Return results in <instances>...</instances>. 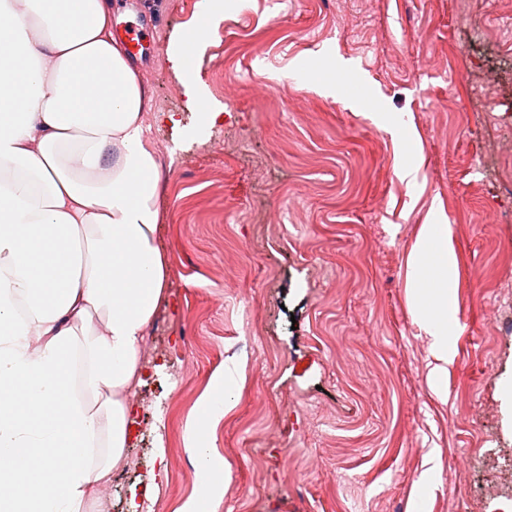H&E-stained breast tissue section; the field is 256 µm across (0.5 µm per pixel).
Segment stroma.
Here are the masks:
<instances>
[{
	"mask_svg": "<svg viewBox=\"0 0 512 512\" xmlns=\"http://www.w3.org/2000/svg\"><path fill=\"white\" fill-rule=\"evenodd\" d=\"M121 2L114 36L158 34L134 62L169 280L99 512H178L200 480L187 422L233 357L246 377L211 429L233 475L217 512H512L481 493L512 479L497 465L512 454V0H240L194 60L221 112L208 127L170 61L202 0ZM337 76L356 95L324 92ZM431 221L458 269L444 401L407 297ZM183 342L196 374L180 386Z\"/></svg>",
	"mask_w": 512,
	"mask_h": 512,
	"instance_id": "1",
	"label": "stroma"
}]
</instances>
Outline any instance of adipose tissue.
<instances>
[{
  "label": "adipose tissue",
  "mask_w": 512,
  "mask_h": 512,
  "mask_svg": "<svg viewBox=\"0 0 512 512\" xmlns=\"http://www.w3.org/2000/svg\"><path fill=\"white\" fill-rule=\"evenodd\" d=\"M148 108L112 0H0V512H93L125 460V393L169 275ZM413 265L439 382L456 309L447 225H423ZM244 379L226 362L186 427L201 477L179 512L224 497L210 427Z\"/></svg>",
  "instance_id": "ef3b65f1"
}]
</instances>
